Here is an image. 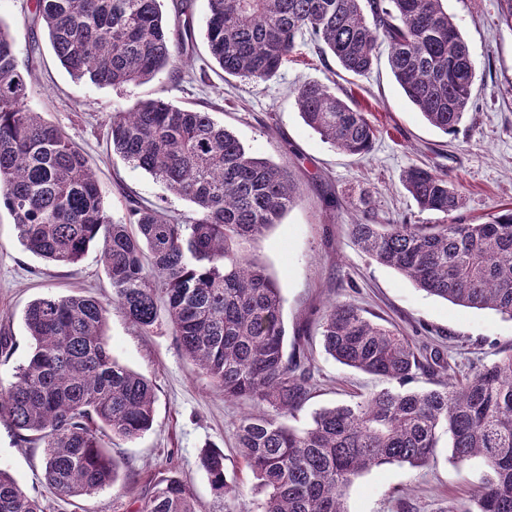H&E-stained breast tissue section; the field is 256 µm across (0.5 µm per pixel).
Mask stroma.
<instances>
[{
	"instance_id": "obj_1",
	"label": "stroma",
	"mask_w": 512,
	"mask_h": 512,
	"mask_svg": "<svg viewBox=\"0 0 512 512\" xmlns=\"http://www.w3.org/2000/svg\"><path fill=\"white\" fill-rule=\"evenodd\" d=\"M448 12L476 68L473 106L458 130L448 135L423 119L383 58L370 73L350 76L307 42L270 80L225 75L204 37L208 0H193L194 38L178 70L114 88L70 75L55 57L46 30L33 22L30 0H0V26L13 35L20 62L31 71L28 109L61 127L83 151L113 220L126 219L133 199L176 217L191 215L194 209L112 151L107 129L113 112L141 100L160 98L211 113L257 157L287 163L297 202L244 249L278 284L287 340L302 343L314 375L309 399L287 419L303 428L318 410L360 401L388 385L384 377L344 366L325 353L319 324L330 302L354 304L374 321L398 328L421 357L434 351L443 355L444 375L417 373L409 384L413 390L436 388L439 378L460 379L472 368L512 354V320L427 294L372 260L348 230L360 217L363 196L370 199L377 223H439L440 215L421 210L400 182L402 172L413 165L447 172L462 197L457 217L464 222H484L499 209L512 207V27L500 18L499 0H448ZM309 81L335 82L337 92H351L356 104L371 111L379 133L368 154L342 153L303 122L294 90ZM45 295L93 296L107 303L105 335L112 353L151 382L155 412L152 428L141 437L107 439L119 464L118 481L76 498L54 492L44 478L42 448L19 442L8 422L0 419V468L37 498L44 512H137L151 482L172 472L183 478L207 512L212 495L199 456L210 446L223 449L229 481L254 499L256 481L239 455L236 428L251 402L226 399L199 375L167 317L147 332L129 323L112 301L98 246H90L73 266L45 262L20 244L8 211L0 208V336L12 345L11 356L0 357L2 386L13 382L16 366L32 352L24 311ZM486 476L481 461L452 460L444 433L429 466L372 468L346 489L345 507L347 512H446L452 506L456 512H470Z\"/></svg>"
}]
</instances>
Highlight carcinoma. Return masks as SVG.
<instances>
[{
  "mask_svg": "<svg viewBox=\"0 0 512 512\" xmlns=\"http://www.w3.org/2000/svg\"><path fill=\"white\" fill-rule=\"evenodd\" d=\"M162 0H34L61 65L102 86L141 83L177 67ZM310 38L351 75H365L377 49L433 127L454 133L472 104L475 63L447 0H209L206 39L224 74L266 81ZM12 34L0 27V206L21 245L43 260L77 264L92 244L112 299L142 331L160 316L158 293L183 352L224 398L257 410L237 424L241 457L262 498L247 503L228 481L224 451L202 450L211 512H346L344 491L385 464L425 467L438 433L459 464L480 459L489 476L473 512H512V355L429 391L393 387L316 412L298 429L285 418L308 399L309 369L288 359L279 286L241 244L279 223L296 203L288 167L254 156L211 114L158 99L112 113V152L149 173L195 210L184 222L132 204L127 222L108 215L82 150L25 107L31 92ZM304 123L349 155L372 149L368 114L322 82L296 90ZM402 184L440 224H377L362 209L349 233L363 252L430 295L491 309L512 320V208L478 224L448 222L462 198L448 173L411 166ZM108 309L91 296H44L24 313L33 351L15 381L0 388V418L24 443L44 448V475L64 497L112 484L119 466L101 436L135 439L151 429L152 384L112 355ZM325 352L337 362L405 384L423 368L409 339L350 303L321 316ZM0 512H43L0 470ZM140 512H198L182 479L157 480Z\"/></svg>",
  "mask_w": 512,
  "mask_h": 512,
  "instance_id": "1",
  "label": "carcinoma"
}]
</instances>
